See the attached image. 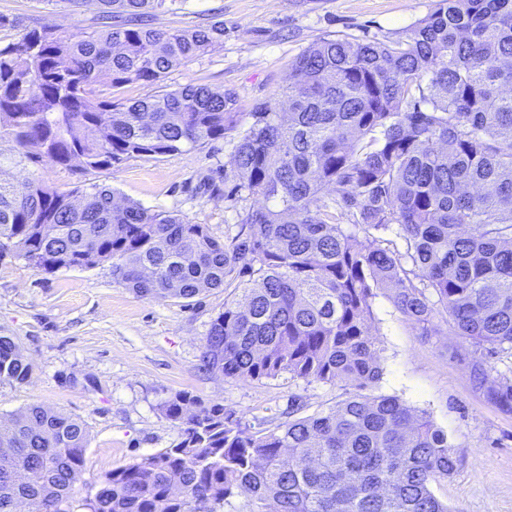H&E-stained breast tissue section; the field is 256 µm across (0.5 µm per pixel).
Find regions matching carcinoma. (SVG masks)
<instances>
[{"instance_id": "cac0c4a2", "label": "carcinoma", "mask_w": 512, "mask_h": 512, "mask_svg": "<svg viewBox=\"0 0 512 512\" xmlns=\"http://www.w3.org/2000/svg\"><path fill=\"white\" fill-rule=\"evenodd\" d=\"M92 2L101 27L63 37L42 25L0 46V137L19 146L16 163L110 168L237 129L233 96L165 83L222 25L161 31L145 21L175 0ZM132 82L155 92L128 100ZM286 95V109L255 108L232 157V192L265 204L227 244L119 205L110 188L33 180L18 195L0 182V260L46 273L109 262L140 298L231 288L241 296L210 323L205 369L353 388L327 413L255 431L219 402L170 395L159 409L178 440L112 469L88 512H220L242 493L248 512H453L434 492L458 465L447 435L369 393L381 375L371 301L381 291L412 323L512 350V0H437L389 44L322 39L295 60ZM394 226L402 251L383 238ZM31 373L1 335L0 382ZM87 447L79 418L38 404L15 414L0 427V512H70Z\"/></svg>"}]
</instances>
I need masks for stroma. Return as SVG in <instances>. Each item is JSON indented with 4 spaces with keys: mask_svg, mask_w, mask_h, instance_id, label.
Listing matches in <instances>:
<instances>
[{
    "mask_svg": "<svg viewBox=\"0 0 512 512\" xmlns=\"http://www.w3.org/2000/svg\"><path fill=\"white\" fill-rule=\"evenodd\" d=\"M436 0H176L153 18L160 30L223 23L224 36L172 71L170 88L202 85L234 95L236 131L175 155L132 157L119 166L79 172L48 158L12 163L18 147L0 139V179L23 187L36 178L69 191L105 186L117 200L181 215L206 225L218 240L233 237L254 197L230 194L224 174L257 105H285L290 66L311 44L344 35L389 43L427 16ZM98 16L92 0L79 9L61 0H0V45L24 27L49 25L76 36ZM214 289L191 303L140 298L112 276L110 263L48 274L24 260L0 261V335L16 337L31 363L28 383L0 384V422L31 404L82 419L89 432L86 462L68 506L84 502L104 476L171 446L177 427L159 411L162 398L185 392L224 403L243 423L272 428L300 415L327 412L349 388L292 380H243L201 369L211 320L234 299ZM371 331L381 375L374 395L395 396L430 416L460 464L436 494L456 512H512V411L493 396L512 379V353H489L446 325H414L384 293L372 302Z\"/></svg>",
    "mask_w": 512,
    "mask_h": 512,
    "instance_id": "obj_1",
    "label": "stroma"
}]
</instances>
